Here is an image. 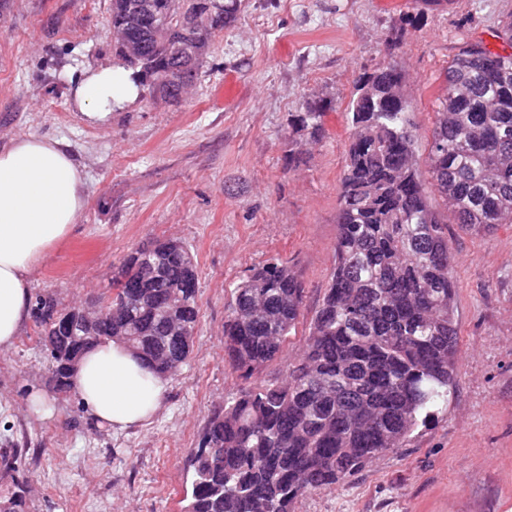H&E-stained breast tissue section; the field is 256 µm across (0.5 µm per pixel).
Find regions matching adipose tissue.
Listing matches in <instances>:
<instances>
[{
    "label": "adipose tissue",
    "instance_id": "adipose-tissue-1",
    "mask_svg": "<svg viewBox=\"0 0 512 512\" xmlns=\"http://www.w3.org/2000/svg\"><path fill=\"white\" fill-rule=\"evenodd\" d=\"M138 87L123 68H107L76 88L85 117L105 121ZM85 173L63 140L39 136L0 146V348L11 347L28 317L30 279L81 215ZM73 387L94 420L117 429L145 422L162 404L166 384L122 343L95 346L79 359Z\"/></svg>",
    "mask_w": 512,
    "mask_h": 512
}]
</instances>
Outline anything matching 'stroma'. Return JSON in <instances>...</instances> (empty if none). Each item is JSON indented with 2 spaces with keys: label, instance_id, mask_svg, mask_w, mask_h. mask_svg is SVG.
Here are the masks:
<instances>
[{
  "label": "stroma",
  "instance_id": "stroma-1",
  "mask_svg": "<svg viewBox=\"0 0 512 512\" xmlns=\"http://www.w3.org/2000/svg\"><path fill=\"white\" fill-rule=\"evenodd\" d=\"M111 0H0V144L64 139L86 174L71 236L35 271L32 293L62 306L108 291L136 247L173 238L195 255L201 322L191 358L167 375L158 413L112 429L74 392L53 388L33 321L0 350V452L23 449L28 512H181L190 455L213 414L245 387L283 376L298 356L334 264L337 197L361 77L402 70L416 160L425 162L446 68L512 17V0H242L213 36L180 100L151 86L103 123L74 89L118 63ZM327 105L319 138L293 123ZM457 283L459 375L446 405L404 447L296 512H512V224L489 234L448 226ZM279 258L305 296L284 354L251 380L224 359L233 289ZM42 395L34 411L29 399Z\"/></svg>",
  "mask_w": 512,
  "mask_h": 512
}]
</instances>
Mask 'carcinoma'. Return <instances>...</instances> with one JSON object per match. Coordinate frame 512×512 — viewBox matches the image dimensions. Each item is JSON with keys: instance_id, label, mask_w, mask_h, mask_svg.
Listing matches in <instances>:
<instances>
[{"instance_id": "cac0c4a2", "label": "carcinoma", "mask_w": 512, "mask_h": 512, "mask_svg": "<svg viewBox=\"0 0 512 512\" xmlns=\"http://www.w3.org/2000/svg\"><path fill=\"white\" fill-rule=\"evenodd\" d=\"M112 0L116 52L135 48L137 84L159 85L178 62L154 31L178 34L197 21L198 50L234 19L241 0H153V20L127 27V4ZM503 48L469 44L451 61L436 111L423 176L416 134L399 94L401 75L386 66L362 80L352 100L347 163L338 193L334 265L301 356L286 377L243 388L209 420L191 456L192 512H294L298 499L354 475L377 455L402 447L418 425L448 402L458 373L454 259L448 224L426 193L431 184L456 224L490 232L512 224V19ZM160 85L177 101L194 81ZM327 107L295 122L324 131ZM114 296L90 332L69 329L72 308L38 295L32 317L46 345L55 386L69 387L68 362L83 339L121 337L155 373L187 363L200 323L199 278L191 251L173 239L132 252L112 276ZM304 288L276 258L232 292L224 356L245 380L279 358L300 317ZM20 452L0 454L12 480L0 512H28Z\"/></svg>"}]
</instances>
